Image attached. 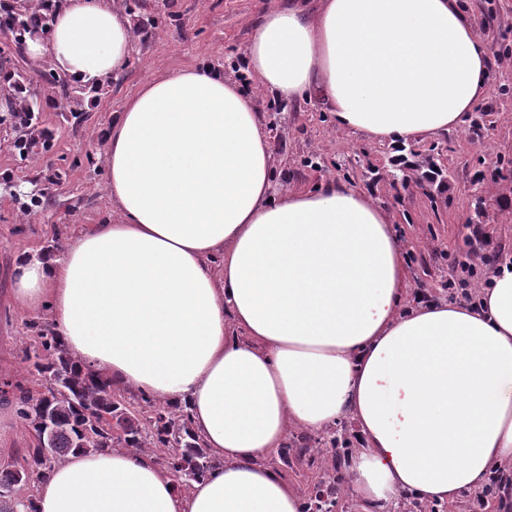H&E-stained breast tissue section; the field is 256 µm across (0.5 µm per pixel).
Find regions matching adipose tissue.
Returning <instances> with one entry per match:
<instances>
[{
    "instance_id": "ef3b65f1",
    "label": "adipose tissue",
    "mask_w": 512,
    "mask_h": 512,
    "mask_svg": "<svg viewBox=\"0 0 512 512\" xmlns=\"http://www.w3.org/2000/svg\"><path fill=\"white\" fill-rule=\"evenodd\" d=\"M132 50L113 0H62L32 59L97 82ZM260 85L318 91L338 127L408 143L463 126L490 50L457 0H308L270 9L244 48ZM118 222L21 259L15 299L48 308L75 358L116 388L187 407L223 467L177 488L156 455L76 453L37 486V512H300L260 459L290 429L351 419L361 512L404 492L454 502L512 462V264L471 306L406 307L403 248L384 210L329 182L274 191L252 101L209 66L148 81L108 134Z\"/></svg>"
}]
</instances>
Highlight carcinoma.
Segmentation results:
<instances>
[{
	"mask_svg": "<svg viewBox=\"0 0 512 512\" xmlns=\"http://www.w3.org/2000/svg\"><path fill=\"white\" fill-rule=\"evenodd\" d=\"M26 3L16 0L5 8L14 23L16 42L29 26L50 28L53 24L51 8L32 11ZM37 77L45 79V88L60 89L70 111L84 110L85 93L57 82L46 70ZM33 327L35 340L22 350L23 360L42 378L44 390L34 392L19 383L3 382L12 389L10 399L16 414L31 429L34 441L26 449L23 463L0 468V490H8L0 494V512H15L20 505L35 512L32 500L16 501L9 490L46 477L72 453L154 449L160 465L179 486L203 479L223 466L193 434L187 407L126 396L104 373L71 357L53 329L37 323ZM334 494L335 478L324 470L314 496L303 502L302 512H328L336 504Z\"/></svg>",
	"mask_w": 512,
	"mask_h": 512,
	"instance_id": "cac0c4a2",
	"label": "carcinoma"
}]
</instances>
